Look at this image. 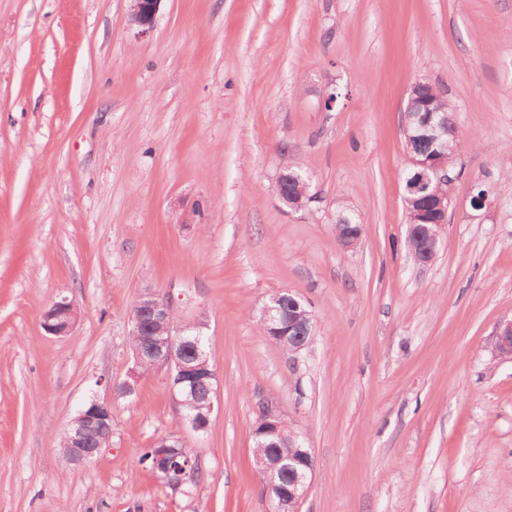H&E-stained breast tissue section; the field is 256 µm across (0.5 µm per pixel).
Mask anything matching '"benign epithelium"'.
Masks as SVG:
<instances>
[{"label": "benign epithelium", "mask_w": 512, "mask_h": 512, "mask_svg": "<svg viewBox=\"0 0 512 512\" xmlns=\"http://www.w3.org/2000/svg\"><path fill=\"white\" fill-rule=\"evenodd\" d=\"M130 21L138 28V34L147 35L154 27L156 16L162 0H129ZM423 82L416 81L411 84L408 92L405 111L415 113L416 127L403 125L405 137L412 140L415 133L422 132L438 139L443 134L442 112L437 100H428L421 96L420 87ZM412 174L406 190L412 196L423 201L421 210V223L410 225L409 237L411 240L423 236L428 240L436 241V234L432 233L430 226H442L448 223V194L433 193L429 191L435 180H444L448 170L443 157L434 153L423 158L411 157ZM288 183L291 193L299 198L313 200L310 194L311 177L307 173L289 172L279 175L276 182V193H281L283 183ZM173 307L171 303L159 292L147 289L139 293L131 308V335L143 338L134 351V366L130 371L129 380L119 386V392L128 395L136 391L140 378L139 367L148 362L157 368H169L168 384L171 391L187 384L192 388L202 384L206 387L209 408H214L212 400L217 397L216 368L209 364V358L201 350H196L195 357L185 362L177 356V348L189 343L191 328L175 327L172 319ZM79 318V309L66 295H59L55 301L42 313V326L44 331L52 336H68L72 333ZM262 321L267 335L282 336L281 346L292 354H297L305 348V343L292 345L285 340L288 336L289 321L283 316L279 297L274 295L264 304ZM493 350L500 356L512 358V319L504 320L496 327ZM67 440V453L69 462L86 464L93 461L103 450V442L112 438V405L91 401L78 414L73 417L64 431ZM254 447L273 448L279 446L283 439L279 424L272 415H267L259 423V430L253 433ZM303 445L300 437L291 434L288 438V452L285 458L288 471L295 474V480L288 486V491L277 490L275 477L267 481L266 491L275 493L272 498V512H295L294 503L300 501L303 494L298 487L307 486V480L312 475L313 464L308 452L300 451ZM177 455L171 454L165 448H159L155 453L154 470L170 474L174 471L183 475L181 469L189 468L192 463L176 464Z\"/></svg>", "instance_id": "obj_1"}]
</instances>
